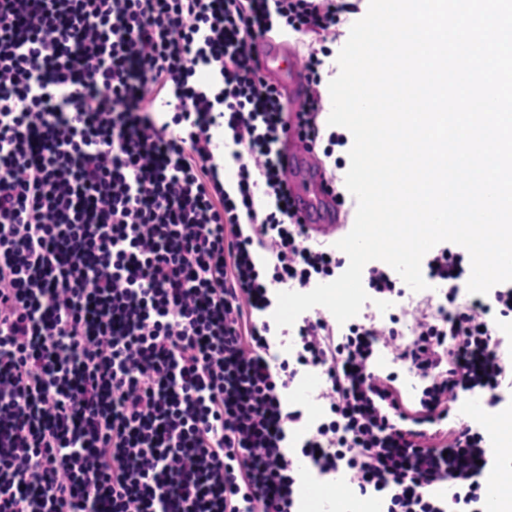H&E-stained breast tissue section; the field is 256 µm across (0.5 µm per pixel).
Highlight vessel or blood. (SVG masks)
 Returning a JSON list of instances; mask_svg holds the SVG:
<instances>
[{
	"label": "vessel or blood",
	"mask_w": 512,
	"mask_h": 512,
	"mask_svg": "<svg viewBox=\"0 0 512 512\" xmlns=\"http://www.w3.org/2000/svg\"><path fill=\"white\" fill-rule=\"evenodd\" d=\"M259 58L267 79L284 90L289 107H298L305 98L306 86L294 45L285 39L267 41ZM286 142L288 182L298 216L309 233L316 236L335 235L340 220L336 205L326 191V172L314 162L310 152L299 148L296 129H289Z\"/></svg>",
	"instance_id": "1"
}]
</instances>
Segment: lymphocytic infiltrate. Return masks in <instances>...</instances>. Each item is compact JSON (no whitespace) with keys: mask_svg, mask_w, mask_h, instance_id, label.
I'll return each mask as SVG.
<instances>
[{"mask_svg":"<svg viewBox=\"0 0 512 512\" xmlns=\"http://www.w3.org/2000/svg\"><path fill=\"white\" fill-rule=\"evenodd\" d=\"M341 11L0 0V512H298L302 457L384 512H488L505 460L481 419L451 413L474 395L512 409V282L459 301L465 250L443 242L422 274L451 315L417 308L408 331L369 310L266 318L275 288L306 293L349 265L310 244L282 163L293 115L317 160L344 165L347 137L320 125ZM295 33L317 45L293 114L256 50ZM362 283L405 296L379 260ZM381 350L417 373L414 396L375 370ZM310 368L325 375L315 421L287 400Z\"/></svg>","mask_w":512,"mask_h":512,"instance_id":"obj_1","label":"lymphocytic infiltrate"}]
</instances>
